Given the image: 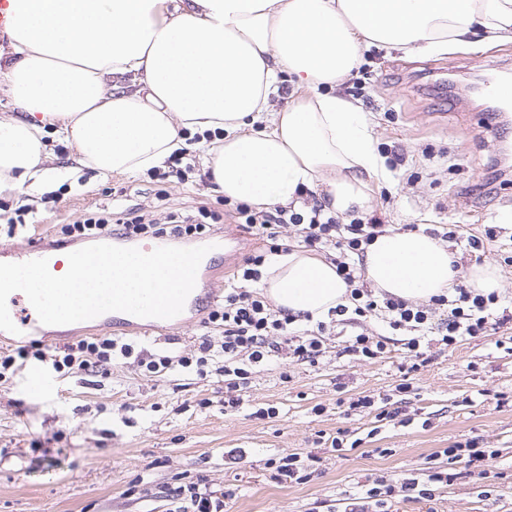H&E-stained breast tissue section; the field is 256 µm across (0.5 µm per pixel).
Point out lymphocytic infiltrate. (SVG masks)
<instances>
[{
    "label": "lymphocytic infiltrate",
    "mask_w": 512,
    "mask_h": 512,
    "mask_svg": "<svg viewBox=\"0 0 512 512\" xmlns=\"http://www.w3.org/2000/svg\"><path fill=\"white\" fill-rule=\"evenodd\" d=\"M232 215L239 224L251 230L265 242L264 252L249 256L234 274L233 281L224 289V302L207 314L208 323L222 327L220 343L202 340L197 352L177 358L168 355H150L137 358L144 372L158 374L176 366L195 368L198 375L207 371L226 376L227 388L232 395L228 407L240 405L238 388L247 385L250 365L263 362L275 353L287 351L301 362L316 363L324 352V334L329 323L353 327L347 336L342 352L365 361L382 358L389 349L387 336L363 332L362 325L370 319L380 320L391 330H406L410 336L404 342L408 361L403 364L404 374L418 372L427 359L423 344L433 326L441 332L435 342L444 347L500 329L512 321V316H497L493 307L499 301L497 293L476 294L458 285L453 295H437L427 303L416 304L409 300L376 292L368 286L363 268L365 248L385 226L379 218L361 224H343L325 212L322 204L305 203L302 206H278L274 210H259L244 202L233 203ZM211 211L200 206L185 213H169L166 223H157L149 213L131 210L119 233L124 237L140 234H166L176 238H192L209 233ZM296 227L295 240L281 239L282 225ZM303 247L324 253L336 267L347 286L346 303L331 308L330 322H318L316 333L298 329L297 318L289 312L271 308L258 285L264 276L268 255L287 253L294 247ZM133 344L117 339L96 336L86 337L52 349L34 342L30 347L19 348L16 355L0 357V371L12 368L16 359L32 358L50 366L55 372L74 369L96 373L115 357L134 356ZM135 357V356H134ZM452 473L437 472L428 481L419 483L407 480L394 485L386 480L374 481L362 489L358 497L347 506V512H390L388 504L395 495L408 499L434 500L437 486L453 481Z\"/></svg>",
    "instance_id": "f902f5d3"
}]
</instances>
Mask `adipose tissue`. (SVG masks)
I'll list each match as a JSON object with an SVG mask.
<instances>
[{
    "instance_id": "obj_1",
    "label": "adipose tissue",
    "mask_w": 512,
    "mask_h": 512,
    "mask_svg": "<svg viewBox=\"0 0 512 512\" xmlns=\"http://www.w3.org/2000/svg\"><path fill=\"white\" fill-rule=\"evenodd\" d=\"M5 13L0 196L68 176L50 138L105 178L161 166L199 135L231 200L262 210L315 187L325 209L361 213L387 177L364 113L339 92L363 50L445 52L477 30L512 43V0H8ZM455 259L432 236L390 231L363 264L374 288L427 300L453 288ZM346 289L332 263L297 251L266 277L294 315L326 317Z\"/></svg>"
}]
</instances>
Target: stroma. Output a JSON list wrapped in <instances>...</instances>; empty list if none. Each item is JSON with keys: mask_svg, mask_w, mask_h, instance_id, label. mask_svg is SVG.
I'll list each match as a JSON object with an SVG mask.
<instances>
[{"mask_svg": "<svg viewBox=\"0 0 512 512\" xmlns=\"http://www.w3.org/2000/svg\"><path fill=\"white\" fill-rule=\"evenodd\" d=\"M503 77L512 78V44L487 48L475 33L464 47L409 58L369 48L340 92L361 104L388 171L373 187V215L398 232L431 235L457 225L459 284L473 267L494 263L506 307L512 108L486 109L467 95L471 84ZM26 204L36 209L47 243L73 249L84 243L66 241L62 225L132 207L162 224L169 213L201 205L219 214L221 233L238 235L235 265L263 248L225 213L223 193L198 172L182 184L145 171L103 181L82 168L41 195L0 197V262L14 261L31 242V230L6 227ZM488 225L496 228L494 241L470 248L468 237ZM205 336L217 341L222 332L201 314L188 324L126 334L151 354H186ZM394 337L390 353L376 361L338 356L335 335L316 364L282 354L255 366L244 404L232 413L224 410L219 375L203 379L177 367L154 376L117 359L93 375L50 373V391L34 396L25 377L38 363L27 361L0 381V512H171L164 488L192 482L225 493L224 512H344L368 481H425L447 468L446 448L471 440L495 452L486 479H457L429 503L395 497L393 512H512V405L495 403L497 394L512 395V352L493 335L431 348L404 396L395 390L404 334ZM365 395L399 403L403 422L346 413L344 400ZM269 407L275 416L257 417ZM340 428L349 429L357 448H332ZM285 451L317 457L307 482L273 479L267 462ZM240 453L244 462L231 463Z\"/></svg>", "mask_w": 512, "mask_h": 512, "instance_id": "1", "label": "stroma"}]
</instances>
